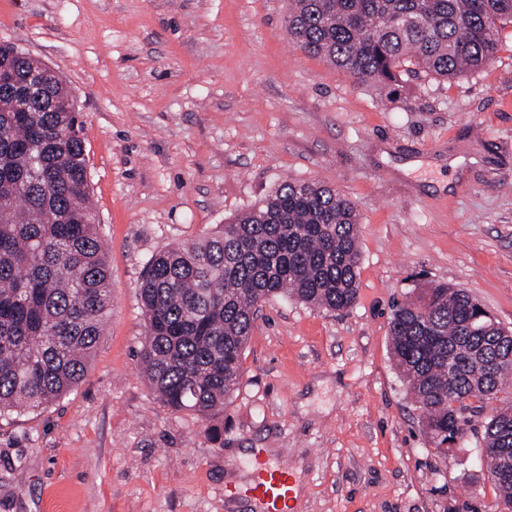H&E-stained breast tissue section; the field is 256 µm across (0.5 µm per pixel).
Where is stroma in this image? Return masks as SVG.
I'll return each mask as SVG.
<instances>
[{
    "instance_id": "1",
    "label": "stroma",
    "mask_w": 512,
    "mask_h": 512,
    "mask_svg": "<svg viewBox=\"0 0 512 512\" xmlns=\"http://www.w3.org/2000/svg\"><path fill=\"white\" fill-rule=\"evenodd\" d=\"M289 0H0V42L59 68L82 115L111 313L83 381L0 419V512H260L256 450L295 512H499L483 414L437 456L389 352L393 302L446 283L512 328V26L454 81L363 84L288 42ZM356 208L355 304L263 303L233 402L203 420L138 353L152 256L209 237L283 181ZM297 481L287 466L264 459L262 450L254 455L251 478L246 486L227 485V498L246 497L255 499L262 512H294L297 499Z\"/></svg>"
}]
</instances>
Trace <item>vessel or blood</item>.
Segmentation results:
<instances>
[{"instance_id": "1", "label": "vessel or blood", "mask_w": 512, "mask_h": 512, "mask_svg": "<svg viewBox=\"0 0 512 512\" xmlns=\"http://www.w3.org/2000/svg\"><path fill=\"white\" fill-rule=\"evenodd\" d=\"M228 498L255 499L262 512H294L297 498L295 475L282 463L266 461L262 453H255L251 478L246 486L228 485Z\"/></svg>"}]
</instances>
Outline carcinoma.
<instances>
[{
    "instance_id": "carcinoma-1",
    "label": "carcinoma",
    "mask_w": 512,
    "mask_h": 512,
    "mask_svg": "<svg viewBox=\"0 0 512 512\" xmlns=\"http://www.w3.org/2000/svg\"><path fill=\"white\" fill-rule=\"evenodd\" d=\"M293 47L358 81L421 72L456 80L487 65L512 0H291ZM41 61L0 43L22 82ZM74 117L20 112L0 90V417L44 408L83 380L111 311L112 281ZM353 204L319 182L286 180L209 239L157 253L140 289L149 385L172 410L209 418L239 390L258 307L290 296L333 312L357 298ZM390 349L437 454L456 452L465 411L508 393L512 336L465 290L438 284L393 305ZM462 397L477 405L458 403ZM506 460L493 485L512 512V411L486 418Z\"/></svg>"
}]
</instances>
